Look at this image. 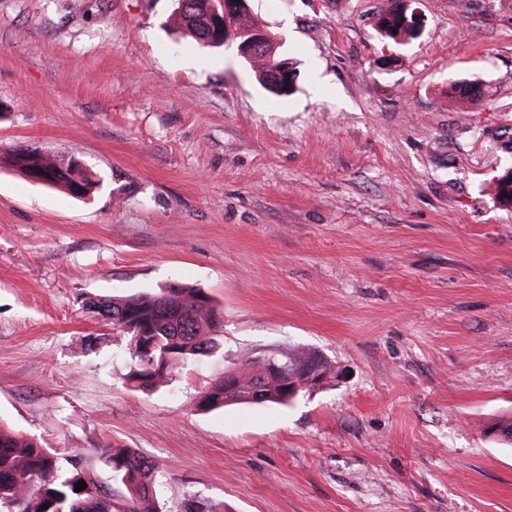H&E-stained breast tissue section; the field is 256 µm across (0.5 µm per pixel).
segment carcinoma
Returning a JSON list of instances; mask_svg holds the SVG:
<instances>
[{"instance_id":"obj_1","label":"carcinoma","mask_w":512,"mask_h":512,"mask_svg":"<svg viewBox=\"0 0 512 512\" xmlns=\"http://www.w3.org/2000/svg\"><path fill=\"white\" fill-rule=\"evenodd\" d=\"M406 0H388L381 11L378 27L382 37L398 42L416 38L406 21L411 13ZM211 0H185V7L175 11L177 26L195 41L212 46V35L205 18ZM5 162L29 178L59 186L73 196H88L95 181L76 160H63L33 145H18L5 157ZM495 199L504 206L512 205V169L500 176ZM84 306L127 338L130 360L128 380L139 389H152L172 381L176 373L196 356L216 349L214 309L209 297L197 288L170 284L158 291L119 297H88ZM288 376L302 377L312 369L330 371L327 363L311 352L289 349ZM240 387L239 395L260 388L264 402L286 405L291 398L276 380L264 376L263 366L253 358L245 367L228 373ZM196 406L210 411L226 406L224 380L213 383L197 400ZM488 434L503 445H512V417L503 415L488 427ZM101 456L121 473L123 491L104 488L88 467L73 466L62 470L59 459L34 438H22L10 427L0 424V506L7 512H157L153 500L155 465L135 452L100 449ZM87 484L75 491L78 481ZM49 504L47 509L42 505Z\"/></svg>"}]
</instances>
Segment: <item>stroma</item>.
Listing matches in <instances>:
<instances>
[{"mask_svg": "<svg viewBox=\"0 0 512 512\" xmlns=\"http://www.w3.org/2000/svg\"><path fill=\"white\" fill-rule=\"evenodd\" d=\"M386 4L248 0L297 70L279 97L174 0H0V156L98 181L78 198L0 163V421L112 489L97 448L149 458L160 512H512V447L484 434L512 412V0H415L405 45ZM168 284L210 297L219 347L146 394L81 302ZM276 348L333 374L195 409ZM407 0H389L388 5L384 10L381 11L378 19V27L382 37L392 41L398 42V38H412L415 39L417 36L422 34L424 19L415 10L413 13V26L414 35L411 32L410 27L406 25V21L409 20L411 23V12H408L405 6ZM397 30V34H393V31ZM5 162L17 168L35 182L59 186L73 196L87 197L96 182L76 160L60 159L33 145H18L5 157Z\"/></svg>", "mask_w": 512, "mask_h": 512, "instance_id": "obj_1", "label": "stroma"}]
</instances>
